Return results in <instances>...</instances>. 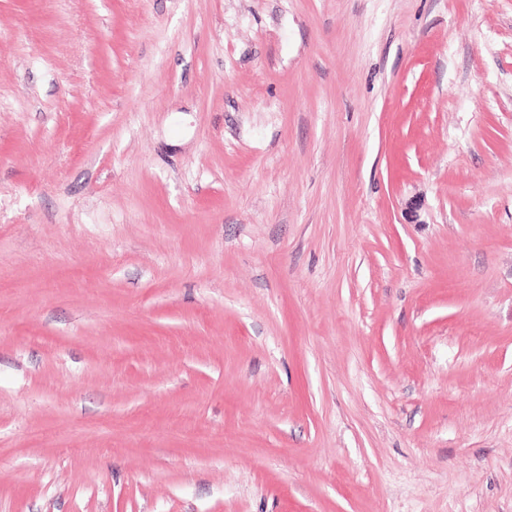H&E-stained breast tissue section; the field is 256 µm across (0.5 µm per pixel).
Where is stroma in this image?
<instances>
[{
    "mask_svg": "<svg viewBox=\"0 0 512 512\" xmlns=\"http://www.w3.org/2000/svg\"><path fill=\"white\" fill-rule=\"evenodd\" d=\"M0 512H512V0H0Z\"/></svg>",
    "mask_w": 512,
    "mask_h": 512,
    "instance_id": "1",
    "label": "stroma"
}]
</instances>
